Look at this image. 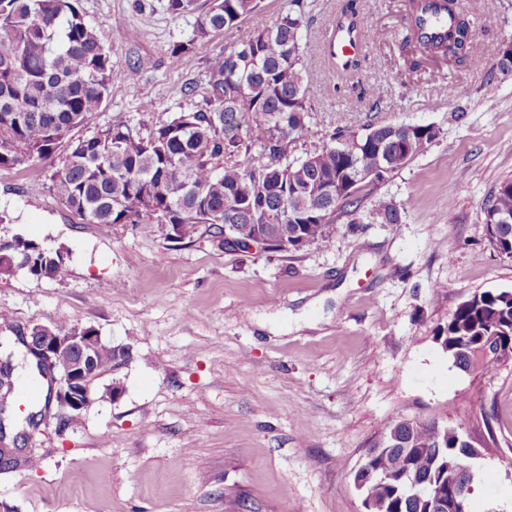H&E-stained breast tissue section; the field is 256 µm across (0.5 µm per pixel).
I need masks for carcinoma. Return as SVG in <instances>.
I'll return each mask as SVG.
<instances>
[{
    "mask_svg": "<svg viewBox=\"0 0 512 512\" xmlns=\"http://www.w3.org/2000/svg\"><path fill=\"white\" fill-rule=\"evenodd\" d=\"M261 0H210L199 14L192 41L235 28L257 11ZM196 10V0H166V11L179 18ZM308 3L288 0L270 28L256 31L209 62L202 100L188 84L182 96L192 106L143 133L127 121H110L77 138L106 98L135 83L139 69L115 71L110 53L75 0H0V169L52 160L49 189L79 220L88 224H176L174 240L192 237L199 225L215 238L230 225L239 240L257 224L269 227V252L294 246L299 233L310 243L333 244L328 225L336 213L358 209V186L341 202L313 201L309 190L334 185L357 170L383 167L385 177L409 164L419 152L402 155L408 140L433 141L431 125L368 123L355 130L340 126L322 147L301 157L297 141L312 106L311 85L321 81L303 46ZM369 21L360 0H341L334 26L356 28ZM469 13L450 0H410L403 45L426 57H442L457 68L484 61ZM66 146L65 154L57 150ZM288 199V221L278 211ZM483 224L493 249L512 258V179L503 180L483 209ZM31 256L30 274L58 279L66 272L62 249L50 251L23 241ZM442 347L462 371L486 369L485 345L496 338L498 362L512 360V292L483 291L461 302L443 329ZM33 378L47 383L45 404L55 380L32 356ZM13 352L0 351V452L10 457L18 441L37 428L41 412H30L18 425L12 413L16 395ZM486 434L478 439L498 447L489 416L480 411ZM383 450L369 462L388 473L383 482H363L364 497L384 512H427L428 493L442 480L463 446L448 424L411 425L388 420L381 431Z\"/></svg>",
    "mask_w": 512,
    "mask_h": 512,
    "instance_id": "obj_1",
    "label": "carcinoma"
}]
</instances>
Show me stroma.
I'll use <instances>...</instances> for the list:
<instances>
[{
	"mask_svg": "<svg viewBox=\"0 0 512 512\" xmlns=\"http://www.w3.org/2000/svg\"><path fill=\"white\" fill-rule=\"evenodd\" d=\"M310 2L303 41L323 80L310 89L298 153L370 120L430 125L438 138L330 225L334 247L282 253L230 252L205 232L177 243L160 224H85L49 191L47 163L0 169L11 218L0 239L70 254L60 280L0 275V314L17 328L91 327L126 352L65 433L51 417L33 431L38 466L0 470V512H363L354 475L388 419L470 431L482 407L499 446L473 465L471 509L512 512V361L465 373L436 339L474 293L512 292V258L493 250L482 222L512 178V73L496 67L512 42V0H496L493 27H475L482 66L417 70L400 50L408 0H368L359 77L371 97L361 102L337 91L321 54L339 0ZM142 3L78 0L116 70L140 69L93 126L149 127L181 111L182 85L204 84L211 58L288 6L262 0L238 27L196 42L195 15ZM189 40L190 57L172 54ZM386 203L400 223L376 219ZM111 385L122 390L112 401Z\"/></svg>",
	"mask_w": 512,
	"mask_h": 512,
	"instance_id": "obj_1",
	"label": "stroma"
}]
</instances>
